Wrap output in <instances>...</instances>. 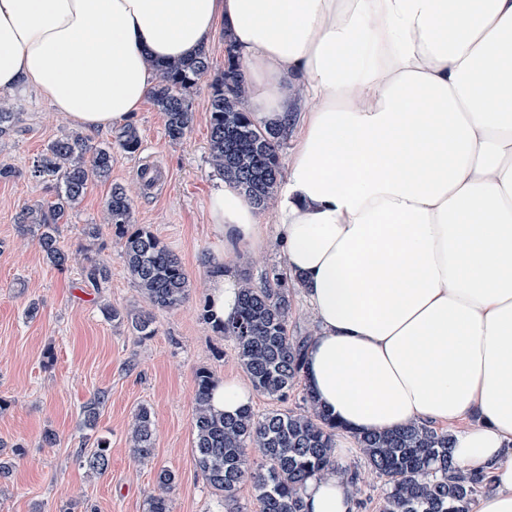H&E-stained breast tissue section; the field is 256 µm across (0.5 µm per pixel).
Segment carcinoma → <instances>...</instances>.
Listing matches in <instances>:
<instances>
[{"instance_id": "1", "label": "carcinoma", "mask_w": 512, "mask_h": 512, "mask_svg": "<svg viewBox=\"0 0 512 512\" xmlns=\"http://www.w3.org/2000/svg\"><path fill=\"white\" fill-rule=\"evenodd\" d=\"M158 81L152 100L166 117L168 138H184L193 123L189 90L207 73L206 52L177 63L156 65ZM246 79L235 56L225 60L224 71L211 84L209 143L213 167L224 181L237 187L257 209H266L280 181L279 146L285 131L262 128L243 106ZM20 113L0 105V135L19 122ZM121 149L134 154L140 149L137 130L126 125L116 136ZM112 173V142L95 146L80 133L66 134L50 143L33 166L36 178L55 181L56 199L45 206L34 204L20 215L25 230H38L37 240L46 258L63 267L68 255L58 246L57 224L71 206L84 196L94 179L106 180ZM106 211L109 223L123 240L122 261L141 292L155 309L171 310L188 297V275L175 254L150 231L131 223V200L120 184L111 186ZM290 299L288 277L275 271L272 282L257 287L242 280L235 317L216 320L209 307L202 317L231 341L253 389L273 401H284L303 384L305 336L288 335ZM106 315L127 323L135 336L153 334L149 312H123L108 307ZM193 435L195 462L208 485L220 496H235L239 484L249 480L256 492L260 512H305L303 490L308 478L335 466L334 437L339 425L326 413L310 391L302 412L271 410L258 415L246 407L226 416L211 406L214 387L210 371L195 378ZM135 457L146 460L156 448L151 412L140 407L130 429ZM106 440L82 454L89 470L103 473L108 467ZM357 443L369 463L387 478V491L380 512H470L483 487V476L466 473L451 454L450 434L425 424L399 430L365 433ZM260 449V460L251 462L247 449Z\"/></svg>"}]
</instances>
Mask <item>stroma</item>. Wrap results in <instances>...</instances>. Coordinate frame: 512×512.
Segmentation results:
<instances>
[{"label":"stroma","instance_id":"stroma-1","mask_svg":"<svg viewBox=\"0 0 512 512\" xmlns=\"http://www.w3.org/2000/svg\"><path fill=\"white\" fill-rule=\"evenodd\" d=\"M209 70L190 90L194 122L173 143L165 117L145 100L127 122L141 140L137 153L112 148L110 182L89 183L84 198L59 224L57 239L70 259L53 266L32 234L22 231L21 210L54 201L51 181L32 177L34 161L52 140L76 125L35 94L10 96L21 121L0 138V163L12 177L0 180V445L15 455L11 477L0 482V512H146L150 496L166 494L172 512H259L250 482L234 499L216 496L195 465L192 420L195 376L210 370L215 379L243 376L231 341L200 316L213 277L211 255L223 246L209 219L213 189L221 181L209 157L210 85L224 69V36L207 49ZM124 185L132 221L157 236L181 260L190 280L188 299L174 310H152L121 257L122 241L106 223L111 183ZM101 227L99 237L84 233ZM104 261L110 276L92 285L85 277L90 260ZM285 265L276 241L241 254L236 273L263 286ZM35 317H27L29 305ZM153 311L155 333L132 336L104 309ZM105 402L94 428L83 409L97 394ZM147 407L156 428L151 459L137 460L129 428L139 407ZM54 433L55 444L44 436ZM109 442V465L97 474L81 463V447L94 439ZM173 470L171 490L157 482ZM337 472L355 477L357 512H378L388 486L359 448L337 457Z\"/></svg>","mask_w":512,"mask_h":512}]
</instances>
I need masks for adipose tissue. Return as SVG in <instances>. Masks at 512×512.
<instances>
[{"label": "adipose tissue", "instance_id": "obj_1", "mask_svg": "<svg viewBox=\"0 0 512 512\" xmlns=\"http://www.w3.org/2000/svg\"><path fill=\"white\" fill-rule=\"evenodd\" d=\"M258 126L292 130L268 221L214 190L209 305L238 306L239 248L276 238L317 320L304 383L341 425L447 431L487 478L474 512H512V0H0V92L79 126H122L155 64L217 28ZM309 512H355L329 468Z\"/></svg>", "mask_w": 512, "mask_h": 512}]
</instances>
